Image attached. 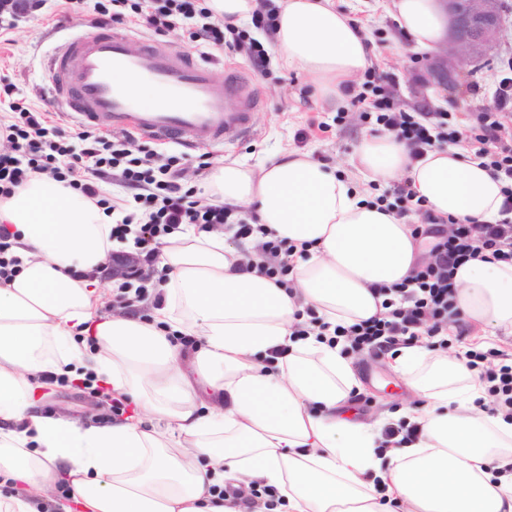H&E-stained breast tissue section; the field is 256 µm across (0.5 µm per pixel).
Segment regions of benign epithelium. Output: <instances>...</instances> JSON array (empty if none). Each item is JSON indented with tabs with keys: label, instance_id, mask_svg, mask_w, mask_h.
Returning a JSON list of instances; mask_svg holds the SVG:
<instances>
[{
	"label": "benign epithelium",
	"instance_id": "benign-epithelium-1",
	"mask_svg": "<svg viewBox=\"0 0 512 512\" xmlns=\"http://www.w3.org/2000/svg\"><path fill=\"white\" fill-rule=\"evenodd\" d=\"M448 22L446 40L427 59L425 82L452 89L463 62L488 58L499 45L512 7L507 0H443Z\"/></svg>",
	"mask_w": 512,
	"mask_h": 512
}]
</instances>
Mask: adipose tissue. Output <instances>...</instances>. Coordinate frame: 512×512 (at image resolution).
Listing matches in <instances>:
<instances>
[{
  "instance_id": "ef3b65f1",
  "label": "adipose tissue",
  "mask_w": 512,
  "mask_h": 512,
  "mask_svg": "<svg viewBox=\"0 0 512 512\" xmlns=\"http://www.w3.org/2000/svg\"><path fill=\"white\" fill-rule=\"evenodd\" d=\"M277 7L275 55L342 100L371 63L370 38L334 0ZM389 11L413 48L444 40L439 0H390ZM350 163L346 174L294 151L255 168L225 160L212 195L304 247L291 286L241 267L254 239L237 247L188 226L159 249L167 276L147 319L101 311L91 275L113 248L101 208L42 174L0 201L20 261L0 283V512H512V421L484 409L478 373L421 343L399 348L393 368L421 399L399 417L418 432L389 443L343 413L361 382L334 332L381 312L378 288L422 256L412 225L365 183L409 181L435 215L482 224L501 220L502 184L462 149L415 160L389 133L363 136ZM454 281V319L512 336V263L479 256ZM64 378L133 415L43 411ZM238 487L270 496L252 511Z\"/></svg>"
}]
</instances>
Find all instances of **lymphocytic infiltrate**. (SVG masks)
<instances>
[{"instance_id": "obj_1", "label": "lymphocytic infiltrate", "mask_w": 512, "mask_h": 512, "mask_svg": "<svg viewBox=\"0 0 512 512\" xmlns=\"http://www.w3.org/2000/svg\"><path fill=\"white\" fill-rule=\"evenodd\" d=\"M103 11L107 24L134 25L157 32L205 17L206 23L193 31V38L235 51L248 49L255 65H263L267 51L246 32L229 29L222 19L212 18L202 0H110ZM500 78L478 111L458 117L453 112H404L398 110L377 69H368L362 86H347L346 93L360 111L362 120L376 124L404 141L413 156L438 142H450L483 159L502 184V211L498 224L475 221L449 227L446 220L424 212V226L417 235L434 237L428 255L416 264L406 282L392 286L384 300L383 313L349 327H337L349 337L354 349L388 350L397 344H411L420 335L437 337L447 333L450 320L455 268L488 251L498 261L512 262V59L501 62ZM10 116L0 121V141L10 151L0 154V198H9L32 175L48 173L57 181L79 190L112 216L113 240L132 242L143 267L126 271L119 278L116 297L131 304L141 298L156 273L158 247L163 238L181 225L204 230L230 225L240 238L261 233L262 227L235 216L233 210L209 203L183 191L184 167L180 157L158 159L138 147L132 135L111 140L93 127L79 126L73 142L51 139L45 113L13 102ZM117 179L132 193L131 200L115 201L100 190L101 183ZM263 257L260 271L286 285L291 270L293 246L263 236L259 243ZM469 367L479 369L480 378L496 407L512 409V359L505 351H468Z\"/></svg>"}]
</instances>
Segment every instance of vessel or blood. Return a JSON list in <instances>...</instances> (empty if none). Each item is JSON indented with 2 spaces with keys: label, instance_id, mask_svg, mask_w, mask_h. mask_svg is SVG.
<instances>
[{
  "label": "vessel or blood",
  "instance_id": "1",
  "mask_svg": "<svg viewBox=\"0 0 512 512\" xmlns=\"http://www.w3.org/2000/svg\"><path fill=\"white\" fill-rule=\"evenodd\" d=\"M127 41V32L113 27L83 33L55 48L51 86L67 112L159 141L185 135L192 148L251 136L252 117L263 99L249 78L233 73L220 83L212 60L153 41L132 53ZM133 81L157 89L159 101L140 100L129 88Z\"/></svg>",
  "mask_w": 512,
  "mask_h": 512
}]
</instances>
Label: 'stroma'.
Returning a JSON list of instances; mask_svg holds the SVG:
<instances>
[{
  "label": "stroma",
  "instance_id": "35a3bbf8",
  "mask_svg": "<svg viewBox=\"0 0 512 512\" xmlns=\"http://www.w3.org/2000/svg\"><path fill=\"white\" fill-rule=\"evenodd\" d=\"M339 9L347 12L371 38L376 55L372 59L385 78L395 100L402 109H429L432 112H457L477 109L490 95L499 62L512 57V32L501 41L489 62L463 63L459 82L453 90L434 88L417 90L416 81L422 75L423 52L413 50L393 16L383 9L384 0H335ZM96 0H85L82 20L58 22V0H42L40 9L14 20L12 44L0 46V81L13 84V101L24 103L40 112L60 111L61 105L51 92V82L45 64L52 48L80 30L88 29L94 16ZM160 42L198 57H212L218 62L216 78H223L224 63L233 64L251 78L263 96V105L254 114L257 131L245 141L230 142L207 148L206 152L183 150L178 144H156L160 153L187 152L184 187L202 190L211 168L222 165L224 159H237L256 166L267 162L285 150L310 154L327 166L348 164L354 144L366 134L378 133L377 125L361 121L349 101L330 103L322 100L304 73L288 69L279 59H272L267 73L252 66L246 53L216 49L189 42L183 29L176 28L159 37ZM326 124V132L300 137L309 121ZM208 158V168H200L201 158ZM351 358L363 384L361 393L353 395L350 408L355 418L371 422L383 419L393 426L394 416L402 408L408 392L404 380L387 365V353L355 352ZM47 410L67 412L77 417L108 419L112 409L95 391L63 383L48 399Z\"/></svg>",
  "mask_w": 512,
  "mask_h": 512
}]
</instances>
